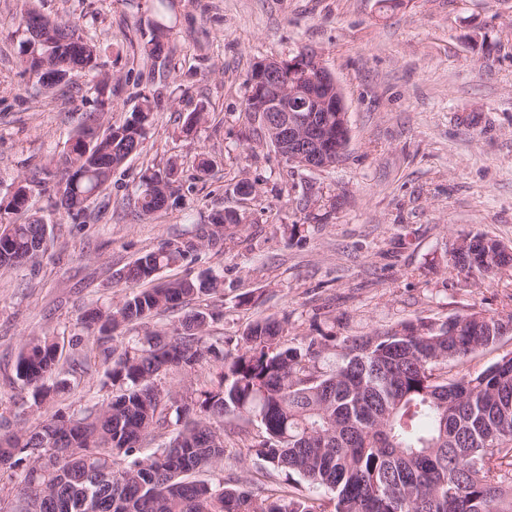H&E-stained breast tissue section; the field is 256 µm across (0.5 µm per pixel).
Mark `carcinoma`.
<instances>
[{"label":"carcinoma","instance_id":"obj_1","mask_svg":"<svg viewBox=\"0 0 512 512\" xmlns=\"http://www.w3.org/2000/svg\"><path fill=\"white\" fill-rule=\"evenodd\" d=\"M45 41L25 38L17 66L44 85L41 63L55 54L60 71L81 68L102 94V64L93 41L66 22L52 21ZM149 55L168 46V29L155 27ZM154 110L142 98L124 118L91 112L71 137L69 177L61 201L67 215L79 214L105 188L112 170L141 149ZM54 176L35 169L19 183L13 201L0 210V267L34 262L47 247L48 225L28 217L30 185ZM180 182L175 162L150 169L136 194L140 215L161 211ZM242 215L224 208L210 215L207 243L224 236V226ZM191 242L169 240L128 265L122 279L132 289L122 301L91 306L78 324L103 352L121 327L181 309L173 332L155 331L128 342L107 372L112 398L77 413L61 409L38 422L0 434V472L11 487H0V512H327L300 492L262 495L237 485L200 479L224 459V420L256 421L258 444L246 449L268 467L294 473L331 494L332 512H512V356L471 375H450L477 351L512 330L483 312L435 320L417 316L382 332L349 340L334 367L318 360L329 337L301 347L281 342L287 321L258 318L238 337L236 353L220 354L206 340L208 326L222 313L186 309L224 288L218 272L157 283L160 273L187 262ZM512 263L498 239L469 237L455 269L492 279ZM62 351L53 336H32L20 349L15 377L33 388L40 408L66 390L64 379L48 383L59 370ZM214 361L207 384L163 390L162 372L189 375ZM184 426L151 452L143 443L168 426Z\"/></svg>","mask_w":512,"mask_h":512}]
</instances>
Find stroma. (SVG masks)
I'll return each mask as SVG.
<instances>
[{"mask_svg": "<svg viewBox=\"0 0 512 512\" xmlns=\"http://www.w3.org/2000/svg\"><path fill=\"white\" fill-rule=\"evenodd\" d=\"M76 26L102 49L119 89L97 96L83 72L47 90L16 66L27 10ZM169 29V57L145 47L155 25ZM319 53L340 85L350 144L340 163L288 165L244 115L246 79L262 59ZM155 102L138 155L115 169L104 193L71 218L55 208L53 185L33 187L31 212L48 224L40 263L0 268V421L16 428L39 412L15 377L22 342L57 337L64 356L88 372L63 369L69 390L58 408L77 412L109 400L106 364L77 325L92 305L126 288L121 273L173 239L197 241L212 211L238 205L232 186L247 177L257 198L216 247L162 280L222 273V316L207 339L231 352L260 317L287 319L285 345L335 336L328 369L345 341L417 316L474 311L512 315V269L492 280L453 270L457 239L477 233L512 247V0H0V197L39 166L60 167L84 115L129 113ZM209 121L193 138L189 112ZM212 163L198 169L199 154ZM177 161L179 190L152 217L138 213L144 171ZM251 294L240 304L242 294ZM215 477L268 494L289 490L284 473L242 455L258 424L226 420Z\"/></svg>", "mask_w": 512, "mask_h": 512, "instance_id": "1", "label": "stroma"}]
</instances>
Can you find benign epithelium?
I'll return each instance as SVG.
<instances>
[{
	"instance_id": "obj_1",
	"label": "benign epithelium",
	"mask_w": 512,
	"mask_h": 512,
	"mask_svg": "<svg viewBox=\"0 0 512 512\" xmlns=\"http://www.w3.org/2000/svg\"><path fill=\"white\" fill-rule=\"evenodd\" d=\"M289 81L282 83L264 78L260 93L266 100V111L260 124L265 140L278 144V154L290 165L316 168L318 151L324 144L336 141V160H341L349 139L348 109L342 91L318 56L302 51L288 59ZM336 113V128L326 113Z\"/></svg>"
}]
</instances>
